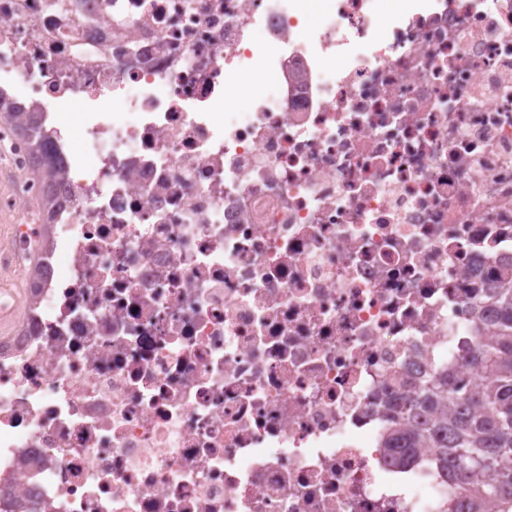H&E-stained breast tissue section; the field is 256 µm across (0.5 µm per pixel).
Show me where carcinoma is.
<instances>
[{
    "mask_svg": "<svg viewBox=\"0 0 512 512\" xmlns=\"http://www.w3.org/2000/svg\"><path fill=\"white\" fill-rule=\"evenodd\" d=\"M27 131L37 147L32 168L49 183L56 171L46 161L32 112ZM491 304L495 336L477 337L470 350L472 363L485 375L483 383L463 392L449 371L432 372L417 392L396 400L405 422L389 429L386 447L398 464L409 461L418 448L434 449L439 465L458 482L469 484L481 476L473 482L474 512L489 502L495 512H512V285L492 294ZM444 405L446 416L439 414Z\"/></svg>",
    "mask_w": 512,
    "mask_h": 512,
    "instance_id": "1",
    "label": "carcinoma"
}]
</instances>
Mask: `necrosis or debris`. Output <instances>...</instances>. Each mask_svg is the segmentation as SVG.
Returning a JSON list of instances; mask_svg holds the SVG:
<instances>
[{
  "instance_id": "necrosis-or-debris-1",
  "label": "necrosis or debris",
  "mask_w": 512,
  "mask_h": 512,
  "mask_svg": "<svg viewBox=\"0 0 512 512\" xmlns=\"http://www.w3.org/2000/svg\"><path fill=\"white\" fill-rule=\"evenodd\" d=\"M311 2L0 0V89L57 171L28 179L0 116L21 288L0 291V512L470 500L432 449L394 462L387 404L438 367L484 380L468 350L512 273V0H322L313 27ZM35 112H26L27 115V131L28 135L34 140V143L37 147V155L35 157V160L32 164V168L36 169L39 173L38 180H41L43 182H51L56 177V171L53 166L50 165V158L46 155V153L43 152V143L39 140V123L38 120L34 114ZM48 162L46 161V158Z\"/></svg>"
}]
</instances>
